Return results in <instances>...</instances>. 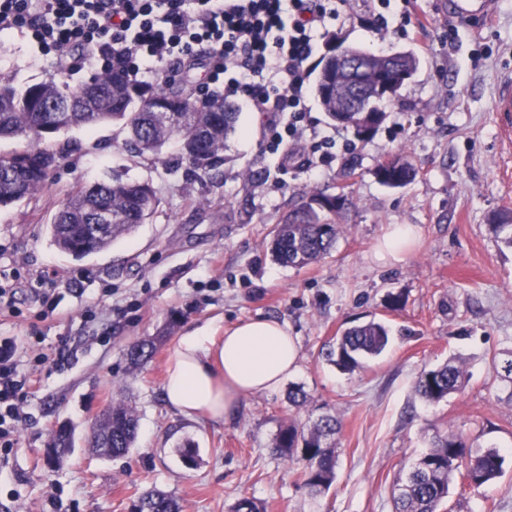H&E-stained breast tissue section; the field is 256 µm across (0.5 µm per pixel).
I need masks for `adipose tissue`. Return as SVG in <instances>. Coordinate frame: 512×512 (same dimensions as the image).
<instances>
[{"label":"adipose tissue","instance_id":"1","mask_svg":"<svg viewBox=\"0 0 512 512\" xmlns=\"http://www.w3.org/2000/svg\"><path fill=\"white\" fill-rule=\"evenodd\" d=\"M299 348L286 324L247 320L217 332L188 326L168 361L164 393L182 416L221 422L243 397L277 390L298 370Z\"/></svg>","mask_w":512,"mask_h":512}]
</instances>
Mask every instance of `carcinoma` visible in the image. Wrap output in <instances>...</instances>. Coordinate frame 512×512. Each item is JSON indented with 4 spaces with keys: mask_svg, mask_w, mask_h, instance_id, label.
Returning a JSON list of instances; mask_svg holds the SVG:
<instances>
[{
    "mask_svg": "<svg viewBox=\"0 0 512 512\" xmlns=\"http://www.w3.org/2000/svg\"><path fill=\"white\" fill-rule=\"evenodd\" d=\"M386 64L396 70L414 73L419 58L412 52L394 56ZM324 80H315L312 91L328 117L360 134L362 113L353 108L375 104L361 93L336 102V70L322 64ZM181 113L182 124H167L158 109ZM97 124H112L125 133L127 151L137 156H157L173 144L177 163L197 178L211 177L224 165V142L236 129V108L219 98L197 100L184 88L168 81L157 89L142 88L120 77L112 82L108 76H93L71 88L63 81L49 80L18 90L11 82L0 80V139H21L24 149L0 155V206H10L42 187L48 177L46 168L58 160L57 152L41 130V124H54L67 132L87 125V114ZM395 175L400 186L414 180L416 169L407 159L397 157ZM158 205L156 191L148 181L131 180L119 173L90 184L73 188L56 212L49 234L62 252L83 258L106 250L121 238L135 232ZM102 213L112 214V223L104 232L93 231ZM338 210L300 207L277 225L270 240L272 260L288 267H302L332 255L340 234L336 224ZM492 229L504 231V243L512 246V215L495 217ZM390 330L382 322L370 320L346 328L336 342L327 345L324 356L342 371H351L360 361L380 355L389 344ZM161 337L144 339L127 353L129 364L146 363L157 350ZM506 358L492 362L500 381L512 386V350ZM467 377L463 365L448 362L424 370L416 381V390L429 403H438L448 395L464 389ZM341 429L335 416L325 414L307 425V430L290 423L281 427L272 443V452L301 464L304 484L315 493L330 489L336 478V435ZM139 418L125 404L114 403L95 420L88 437L94 452L112 459L125 457L137 440ZM504 457L497 448H474L460 433L439 436L432 448L422 454L406 474L394 497L395 512H438L448 497L449 484L456 472H462V486L481 487L499 478ZM133 512H180L177 501L168 494L150 490L133 505Z\"/></svg>",
    "mask_w": 512,
    "mask_h": 512,
    "instance_id": "obj_1",
    "label": "carcinoma"
}]
</instances>
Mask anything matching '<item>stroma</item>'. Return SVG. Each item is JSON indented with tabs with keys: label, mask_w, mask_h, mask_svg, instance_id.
<instances>
[{
	"label": "stroma",
	"mask_w": 512,
	"mask_h": 512,
	"mask_svg": "<svg viewBox=\"0 0 512 512\" xmlns=\"http://www.w3.org/2000/svg\"><path fill=\"white\" fill-rule=\"evenodd\" d=\"M413 9L428 20L413 38L373 28L368 0H354L341 22L318 32L306 63L311 80L338 39L377 54L411 51L420 65L363 143L308 97V124L337 145L313 175L300 164L308 144L297 142L285 187L276 185L279 157L266 148L265 119L252 112L241 113L227 138L220 172L203 181L174 172V148L156 160L131 157L115 125L53 136L59 160L44 187L0 207V271L21 264L68 277L59 295L64 318L39 330L45 351L69 356L44 369L26 398L19 446L0 457V512H132L149 489L174 497L182 512H228L242 498L264 512H394L397 481L434 436L449 433L498 447L505 462L492 484L453 483L440 512H512V401L491 369L493 355L512 350V247L489 227L495 213L512 212V133L493 108L512 74V0H496L484 21L459 24L453 37L440 0H415ZM0 77L20 88L54 77L76 87L89 75L64 76L18 37L0 57ZM396 154L418 175L392 189L375 169ZM351 161L353 203L333 255L302 268L273 262L275 226L312 196L336 194ZM114 170L152 183L155 213L106 252L62 254L48 226L67 192ZM393 224L416 230L400 262L377 255ZM392 293L402 297L399 309L388 306ZM250 318L287 324L298 340L297 374L243 399L220 423L168 407L165 369L185 327ZM371 319L389 327L388 347L354 372L339 371L325 346ZM152 336L163 339L154 357L130 367L128 349ZM451 358L466 369L464 390L425 402L419 374ZM297 387L307 394L300 408L288 399ZM114 402L139 416L134 447L116 461L86 442L91 422ZM326 413L341 424L336 480L315 495L299 464L273 455L271 444L280 426ZM62 422L74 427L75 445L51 465L44 450ZM187 440L198 449L192 468L180 454Z\"/></svg>",
	"instance_id": "1"
}]
</instances>
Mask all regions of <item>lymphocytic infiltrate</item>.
Masks as SVG:
<instances>
[{"instance_id": "f902f5d3", "label": "lymphocytic infiltrate", "mask_w": 512, "mask_h": 512, "mask_svg": "<svg viewBox=\"0 0 512 512\" xmlns=\"http://www.w3.org/2000/svg\"><path fill=\"white\" fill-rule=\"evenodd\" d=\"M350 0H0V34L19 33L40 54L73 60L75 71L106 69L130 81L157 76L168 60L204 53L227 76L225 97L269 112V146L288 156L306 127V63L319 29ZM33 342L0 338V449L19 444L33 386L19 359Z\"/></svg>"}]
</instances>
